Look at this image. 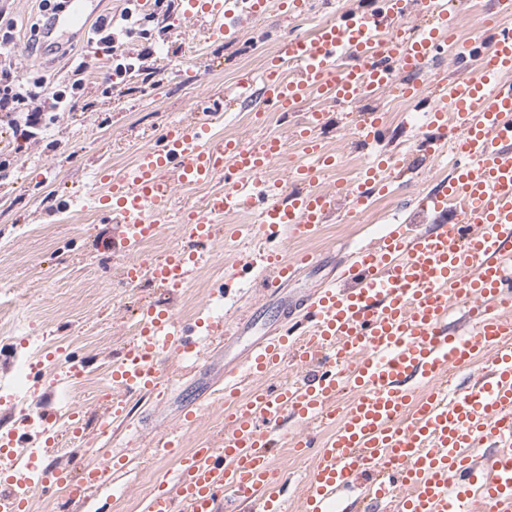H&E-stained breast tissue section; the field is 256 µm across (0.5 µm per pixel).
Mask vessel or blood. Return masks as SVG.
<instances>
[{
	"label": "vessel or blood",
	"instance_id": "obj_1",
	"mask_svg": "<svg viewBox=\"0 0 512 512\" xmlns=\"http://www.w3.org/2000/svg\"><path fill=\"white\" fill-rule=\"evenodd\" d=\"M93 0H69L70 10L54 17L61 28L81 25ZM265 0H187L186 18L206 17L212 33L229 35L243 14H258ZM412 0H379L376 9L342 10L337 21L322 23L314 36L280 40L271 67L261 76L265 106L299 110L320 95L347 112L370 94L390 91L410 98L417 76L428 72L448 46L460 8L448 0H422L430 21L415 35L405 26ZM497 23L485 28V41L457 45L462 71L435 84V106L427 115L429 149L449 152L454 171L446 186L424 205L435 217L432 230L385 225L374 248L357 249L339 270L340 285L294 301L299 319L282 332L257 337L245 359L224 365L223 447H201L177 455L175 468L145 504V512H218L222 501L260 499L259 512H284L283 499L269 491L275 439L290 416L327 423L330 435L319 445V463L305 485L302 512H330L341 494L368 483L374 502L390 512H512V319L503 312L512 300V0H495ZM207 112L170 126L154 146L140 152L134 169L114 178L103 198L108 223L121 228V245L156 235V218L168 208L175 184L210 182L223 168L234 176L209 194L191 214L189 235L196 243L213 240L212 219L254 208L259 235L290 231L312 238L336 211L340 199L366 204L385 191L399 157H372L352 181L323 189L319 181L339 162L315 139L323 110L303 115L300 136L305 159L294 172L298 191L278 196L265 190L267 169L285 152L279 139L256 150L240 140H201ZM383 117L360 114V143L378 141ZM154 220H147V213ZM281 260L267 290L278 291L297 263ZM197 255L182 249L156 261L148 275L162 288L187 281ZM468 324L462 333L448 326L450 312ZM224 324L207 330L185 328L168 310L148 305L137 336L112 369L118 401L103 415H121L127 400L155 389L165 375L169 354L197 357L207 335L223 334ZM490 356L485 374L473 384L449 389L450 369ZM293 359L308 372L302 382L253 389L238 388ZM354 399L338 407L345 388ZM15 436L0 449V512H25L20 485L30 476L15 458ZM489 447L484 460L475 448ZM115 458L89 451L83 460L40 471L49 488L68 487V500L82 506L89 492L117 471Z\"/></svg>",
	"mask_w": 512,
	"mask_h": 512
}]
</instances>
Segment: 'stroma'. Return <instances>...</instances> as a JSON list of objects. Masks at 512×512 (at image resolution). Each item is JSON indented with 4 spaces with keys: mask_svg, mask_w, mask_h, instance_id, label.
<instances>
[{
    "mask_svg": "<svg viewBox=\"0 0 512 512\" xmlns=\"http://www.w3.org/2000/svg\"><path fill=\"white\" fill-rule=\"evenodd\" d=\"M300 9L291 0H267L263 13L248 19L238 38L228 42L205 36L203 22L184 16L185 0H173L167 17H159L154 0H146L142 13L149 16L148 38H122L124 55H138L151 47L145 73L112 77V56L102 44L89 41L88 33L64 39L62 47L33 54L35 26L44 24L51 0H0V29L12 28L15 43L24 53L22 71L34 82L59 85L73 58L87 64L86 90L72 112L58 113L43 139L33 140L0 123V306L10 308L20 323L13 337L0 339V379L13 375L17 359L30 354L28 394L21 406L0 403V434L17 428L21 418L31 419L26 445L40 448L44 437L35 422L45 410L67 416L76 410L83 422L82 436L68 441L72 456L93 448L101 455L119 453L125 465L107 487L93 493L82 512H143L147 498L173 469L175 459L163 449L171 436L182 448L220 445L224 442V362L243 356L250 335L228 336L203 349L195 360L170 354L166 378L152 392L130 400L125 417L100 429L98 418L111 403L114 389L111 367L131 339V326L142 308L168 307L184 323L223 315L231 324L242 316L258 319L257 333L279 325L288 299L323 287L344 254L340 247L373 246L384 225L407 224L412 231L430 229L433 216L419 200L440 188L451 173L447 158L428 153L410 115L414 102L397 107L388 95L362 99L355 110L329 123L320 138L341 158L340 166L326 172L320 182L327 188L338 180L356 177L367 158L354 144L353 129L360 112L383 113L388 134L382 145L390 154L407 155V167L393 192L375 195L366 205L343 201L336 214L322 225L317 236L300 240L290 235L271 241L270 252L296 258L309 252L313 266L302 267L288 285L272 294L262 288L255 269H246L257 237H233L237 225H251L256 214L240 210L217 217L222 236L216 237L210 256L200 263L188 282L168 292L148 280L126 286L120 280L124 267L143 257L160 259L175 248L188 249L192 241L185 227L186 215L198 210L203 198L224 186L223 177L197 189L176 186L171 205L161 217V232L149 252L125 249L118 244L115 225L99 221L100 199L113 178L129 173L140 150L150 146L174 122L190 119L223 96L226 88L259 75L274 56L277 37L313 33L331 17L333 9L365 7L367 0H303ZM111 77L112 93L103 95L102 77ZM260 103H230L206 131V139H241L261 148L268 139L285 141L286 151L266 173L265 181L277 190L291 192L297 185L291 169L303 155L292 131L300 113L271 112L270 122L252 120ZM73 200L60 212L62 194ZM223 301H216V291ZM83 363L89 390L69 396L65 373ZM199 402L197 419L182 416L192 402ZM304 422L288 420L273 458L275 483H287L288 512H297L306 476L316 466L313 455H293V436L306 430Z\"/></svg>",
    "mask_w": 512,
    "mask_h": 512,
    "instance_id": "35a3bbf8",
    "label": "stroma"
}]
</instances>
